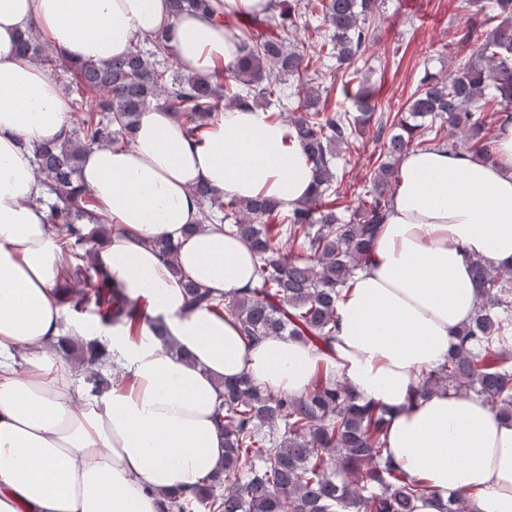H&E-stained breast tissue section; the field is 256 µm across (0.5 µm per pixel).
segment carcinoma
I'll return each mask as SVG.
<instances>
[{"mask_svg": "<svg viewBox=\"0 0 512 512\" xmlns=\"http://www.w3.org/2000/svg\"><path fill=\"white\" fill-rule=\"evenodd\" d=\"M300 0H270L261 17L239 21V57L232 69L210 76L181 72L170 61L167 36L159 32L104 66L69 63L50 52L32 32L21 39L22 57L39 62L57 78H68L71 108L81 113L65 141L34 148L41 182L58 202L49 221L63 249L74 258L73 309L94 304L97 316L114 325L138 323L146 316L105 269L81 263L74 248L94 244L112 232L95 217L93 199L79 184L81 152L96 145L127 146L142 112L166 107L189 137L222 107L252 102L286 107L285 84L302 95L288 124L312 164L313 193L291 210L262 198L242 200L201 182L194 195L201 223H218L256 254L255 285L227 302L204 288L184 283L187 302L229 309L247 340L280 336L332 350L339 331L336 300L368 258L371 238L393 200L398 162L417 142L433 144L452 156L494 160L498 137L486 134L485 112L498 113L499 131L512 125V0L480 6V22L458 32L469 49L445 79L426 76L403 112L379 111L380 102L359 79L362 56L373 41L370 19L377 0H309L311 13L327 25L320 50L336 58L348 82L355 112L319 107L320 74L305 54L288 47L283 33L297 25ZM171 12L207 11L210 0H168ZM486 32H480L485 26ZM389 127L369 189L349 221L336 215L333 185L337 148L361 129ZM288 242L297 250L284 251ZM478 303L469 323L455 334L453 349L438 365L420 374L415 396L438 389L481 397L501 420L512 424V270L471 260ZM63 353L85 367V383L97 393L110 384L112 363L103 355L65 340ZM216 420L224 434V463L195 489L164 494L162 512H415L428 493L423 481L406 474L389 458L382 438L385 412L360 405L351 388L318 376L309 392L292 396L255 386L241 377L224 383Z\"/></svg>", "mask_w": 512, "mask_h": 512, "instance_id": "1", "label": "carcinoma"}]
</instances>
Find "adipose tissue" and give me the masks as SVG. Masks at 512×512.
Returning <instances> with one entry per match:
<instances>
[{
	"label": "adipose tissue",
	"mask_w": 512,
	"mask_h": 512,
	"mask_svg": "<svg viewBox=\"0 0 512 512\" xmlns=\"http://www.w3.org/2000/svg\"><path fill=\"white\" fill-rule=\"evenodd\" d=\"M267 4L212 0V12L175 17L166 0H0V512H161L166 490L198 485L224 458V381L246 375L299 396L321 370L385 410L393 460L430 489L416 512H440L452 492L472 495L477 512H512V424L474 395L413 397L474 314L470 259L512 265V129L494 162L424 148L403 156L366 266L336 302L340 332L327 352L278 336L248 343L234 316L188 307L183 292L188 279L219 300L253 287L249 247L200 224L192 189L295 207L313 173L288 124L242 103L190 138L167 110L146 109L129 146L85 150L80 182L117 228L96 241L95 261L148 319L109 329L120 372L107 391L83 388L56 352L82 330L69 315L67 255L36 201L31 149L63 139L70 98L18 56L19 34L34 29L50 50L101 64L163 31L184 72L209 75L239 55L224 19ZM159 237L176 245L173 263L153 249Z\"/></svg>",
	"instance_id": "1"
}]
</instances>
